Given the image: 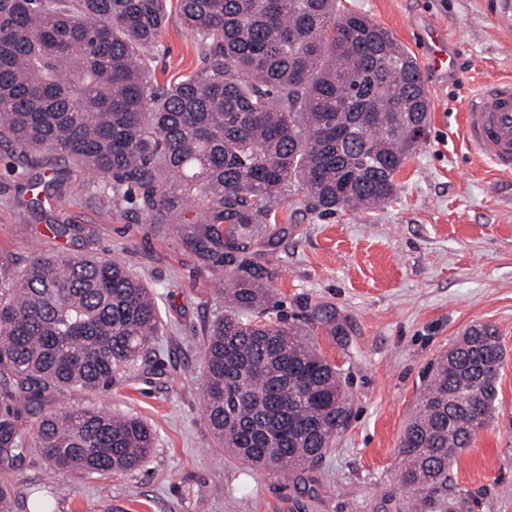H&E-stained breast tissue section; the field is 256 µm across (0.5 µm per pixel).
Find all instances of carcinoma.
Instances as JSON below:
<instances>
[{
	"instance_id": "carcinoma-1",
	"label": "carcinoma",
	"mask_w": 512,
	"mask_h": 512,
	"mask_svg": "<svg viewBox=\"0 0 512 512\" xmlns=\"http://www.w3.org/2000/svg\"><path fill=\"white\" fill-rule=\"evenodd\" d=\"M203 68L153 82L148 49L170 21ZM416 59L336 0H0V140L87 171L86 195L148 224L194 203L199 253L224 243L228 313L203 343L204 408L228 455L255 468L319 461L346 429L341 370L284 317H268L275 271L254 261L262 225L295 190L328 214L388 204L427 137ZM341 342L320 306L306 317ZM157 303L125 262L70 250L0 252V471L37 448L81 478L128 473L156 430L95 407L43 411L62 389L107 392L154 354ZM498 330L470 326L423 374L399 443L401 486L422 505L488 425L504 360Z\"/></svg>"
}]
</instances>
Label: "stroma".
<instances>
[{"label": "stroma", "instance_id": "obj_1", "mask_svg": "<svg viewBox=\"0 0 512 512\" xmlns=\"http://www.w3.org/2000/svg\"><path fill=\"white\" fill-rule=\"evenodd\" d=\"M386 28L414 57L434 43L458 53L455 75L427 73L431 122L425 146L397 175L386 206L322 217L290 192L269 225L275 234L274 296L286 315L333 308L346 343L317 328L312 343L349 377L351 420L313 465L260 473L215 447L204 412V333L224 310L214 259L198 254L180 224H149L138 201L123 212L89 202L87 174L50 185L52 165L18 163L0 142V249L31 243L122 259L156 293L164 327L157 364L104 393L71 390L54 407L132 414L157 430V447L132 473H57L31 450L12 473L11 512H31L48 492L54 512H411L397 480V448L428 364L476 323L493 324L505 348L494 419L451 468L447 504L432 512H512V175H495L458 136L469 98L512 77V0H338ZM158 84L194 72L201 51L169 23L150 49ZM75 234L55 237L52 225Z\"/></svg>", "mask_w": 512, "mask_h": 512}]
</instances>
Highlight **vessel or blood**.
I'll return each mask as SVG.
<instances>
[{
    "mask_svg": "<svg viewBox=\"0 0 512 512\" xmlns=\"http://www.w3.org/2000/svg\"><path fill=\"white\" fill-rule=\"evenodd\" d=\"M464 143L496 172L512 173V79L485 84L463 115Z\"/></svg>",
    "mask_w": 512,
    "mask_h": 512,
    "instance_id": "1",
    "label": "vessel or blood"
}]
</instances>
